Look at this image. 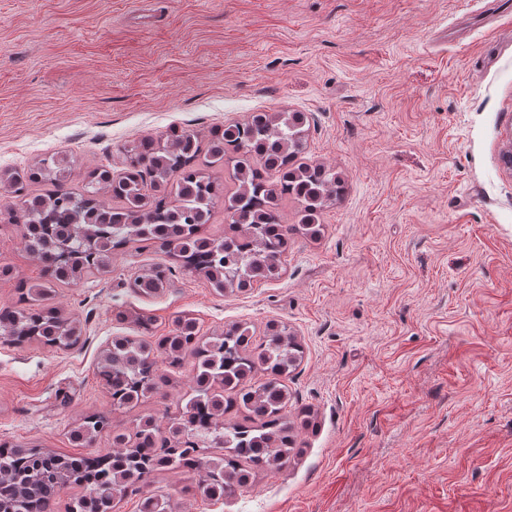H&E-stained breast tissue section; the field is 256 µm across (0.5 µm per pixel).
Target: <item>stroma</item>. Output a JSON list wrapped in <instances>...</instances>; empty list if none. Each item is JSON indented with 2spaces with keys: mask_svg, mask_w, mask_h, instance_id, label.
Listing matches in <instances>:
<instances>
[{
  "mask_svg": "<svg viewBox=\"0 0 512 512\" xmlns=\"http://www.w3.org/2000/svg\"><path fill=\"white\" fill-rule=\"evenodd\" d=\"M503 0H0V170L72 163L69 185L170 128L201 135L256 112H300L303 161L333 169L341 200L318 238L294 237L278 277L217 293L150 241L103 275L56 289L82 328L61 350L0 341V443L71 454L94 413L112 433L167 421L164 394L113 411L96 374L116 336L153 338L180 314L201 335L287 325L304 357L287 381L300 451L228 501L152 488L179 512H512V10ZM162 263L155 296L132 281ZM0 305L41 269L0 224Z\"/></svg>",
  "mask_w": 512,
  "mask_h": 512,
  "instance_id": "1",
  "label": "stroma"
}]
</instances>
